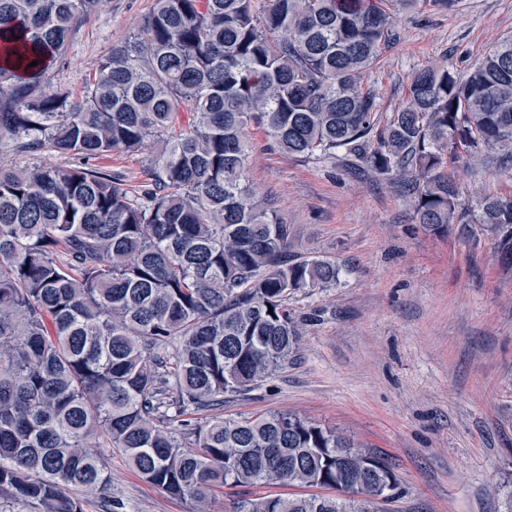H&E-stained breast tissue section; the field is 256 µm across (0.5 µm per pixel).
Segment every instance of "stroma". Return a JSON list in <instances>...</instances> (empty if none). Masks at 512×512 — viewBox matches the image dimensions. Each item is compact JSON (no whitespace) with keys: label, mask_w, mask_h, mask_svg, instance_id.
<instances>
[{"label":"stroma","mask_w":512,"mask_h":512,"mask_svg":"<svg viewBox=\"0 0 512 512\" xmlns=\"http://www.w3.org/2000/svg\"><path fill=\"white\" fill-rule=\"evenodd\" d=\"M152 2L108 0L86 17L50 72L53 90L81 93ZM397 30L368 78L385 119L405 103L414 72L442 57L466 72L512 39V0L415 10L400 16ZM152 157L149 147L116 151L92 165L135 191ZM457 174L460 202L512 193V169L492 154ZM248 178L291 224L298 254L335 262L339 280L289 299L304 321L296 359L225 400V416L293 412L387 460L401 493L374 501L372 512H503L512 490V264L496 241L433 235L418 223L401 176L355 171L338 157L287 155L259 131ZM101 453L121 512H234L242 499L290 492L228 486L200 506L144 482L111 448Z\"/></svg>","instance_id":"obj_1"}]
</instances>
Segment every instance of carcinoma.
<instances>
[{
	"label": "carcinoma",
	"instance_id": "1",
	"mask_svg": "<svg viewBox=\"0 0 512 512\" xmlns=\"http://www.w3.org/2000/svg\"><path fill=\"white\" fill-rule=\"evenodd\" d=\"M106 0H0V146L78 158L0 168V500L83 512L110 475L96 440L146 482L196 504L227 485L328 487L235 512H370L392 467L291 412L224 417L291 363L288 300L336 285L293 255L290 225L247 182L252 131L289 155L343 154L407 176L418 223L512 259V194L458 202L455 164L512 169V39L462 76L416 71L387 122L365 77L396 14L458 0H154L79 98L47 77ZM37 65L30 66L31 62ZM159 149L133 193L89 161Z\"/></svg>",
	"mask_w": 512,
	"mask_h": 512
}]
</instances>
